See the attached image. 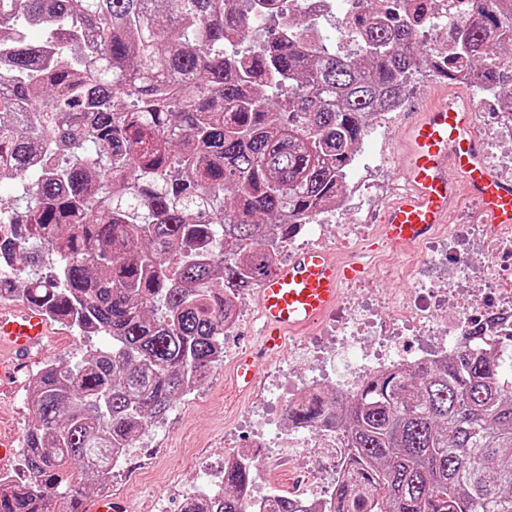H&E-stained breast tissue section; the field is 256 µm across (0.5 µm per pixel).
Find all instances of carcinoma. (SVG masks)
<instances>
[{
	"mask_svg": "<svg viewBox=\"0 0 512 512\" xmlns=\"http://www.w3.org/2000/svg\"><path fill=\"white\" fill-rule=\"evenodd\" d=\"M0 0V299L78 334L89 358L52 360L31 383L22 475L0 477V512H81L99 467L224 358L238 295L336 205L375 103L398 107L427 63L455 83L469 59L491 90L512 82V0H471L444 57L419 53V17L384 0L358 18L351 57L282 32L276 0ZM249 58L224 45L256 21ZM39 33L33 39L31 33ZM470 346L378 372L338 403L288 408L298 430L345 421L343 476L324 512H512V356L478 326ZM251 458L183 512H245ZM266 512H316L277 493Z\"/></svg>",
	"mask_w": 512,
	"mask_h": 512,
	"instance_id": "carcinoma-1",
	"label": "carcinoma"
}]
</instances>
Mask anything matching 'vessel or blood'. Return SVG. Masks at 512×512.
Wrapping results in <instances>:
<instances>
[{
  "mask_svg": "<svg viewBox=\"0 0 512 512\" xmlns=\"http://www.w3.org/2000/svg\"><path fill=\"white\" fill-rule=\"evenodd\" d=\"M433 96V103L412 112L396 134L401 183L381 218L383 237L394 248L433 235L465 197L477 201L482 223L512 225V180L486 160L478 106L441 86ZM365 274L364 265L339 264L323 248L295 253L257 288L262 352L282 350L287 333L318 322L335 304L343 284ZM48 334L49 321L38 308H0V351L14 354L10 360L0 355V389L16 378L20 360L46 350ZM261 372L260 354L241 356L234 365V383L241 391L254 390Z\"/></svg>",
  "mask_w": 512,
  "mask_h": 512,
  "instance_id": "obj_1",
  "label": "vessel or blood"
}]
</instances>
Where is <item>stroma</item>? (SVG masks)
Listing matches in <instances>:
<instances>
[{
	"label": "stroma",
	"instance_id": "stroma-1",
	"mask_svg": "<svg viewBox=\"0 0 512 512\" xmlns=\"http://www.w3.org/2000/svg\"><path fill=\"white\" fill-rule=\"evenodd\" d=\"M441 80L430 68L415 72L395 111L369 120V129L349 169L344 190L352 192L362 182L372 190L357 207L341 206L331 211L326 223H310L288 244L289 251L323 246L338 260L353 253L363 255L369 275L365 282L345 285L340 301L361 303L365 289L378 288L391 300H399L414 288H427L436 281L447 257L437 249L436 238L398 250L371 249L369 242L379 235L378 218L392 199L398 183L394 134L412 106L426 101ZM243 316L224 335V361L214 369L196 392L178 399L150 440H138L130 450V476L117 473L109 493L125 497L132 512H181L184 488L197 481L200 470L213 476L223 473L227 458L246 453L254 439L253 423L264 420L267 438H276L288 428L289 395L307 379L310 371L294 357L291 347L327 334L333 314H326L312 327L290 335L288 349L268 355L262 375L272 379L263 395L243 394L231 381L235 360L257 340L260 327L255 293L245 290L241 297ZM46 360L75 364L104 346L100 336H81L59 324L50 326ZM40 366L32 361L18 377L19 390L0 401V426L25 436L33 414L29 404L30 377Z\"/></svg>",
	"mask_w": 512,
	"mask_h": 512
}]
</instances>
